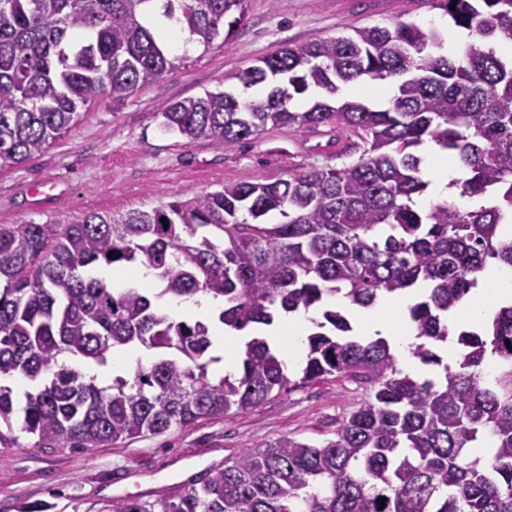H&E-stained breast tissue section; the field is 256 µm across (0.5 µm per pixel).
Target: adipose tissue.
<instances>
[{"label": "adipose tissue", "mask_w": 512, "mask_h": 512, "mask_svg": "<svg viewBox=\"0 0 512 512\" xmlns=\"http://www.w3.org/2000/svg\"><path fill=\"white\" fill-rule=\"evenodd\" d=\"M422 171L428 182L427 191L420 200L425 207L447 200L451 183L465 176V171L458 162L449 160L445 152L433 144L424 151ZM411 302L412 298L407 294L399 298L385 297L375 306L362 309L361 317L371 331L391 337L404 368L414 372L418 369L411 354V348L416 342L415 330L411 323L402 319ZM508 302H512V269L491 265L479 274L471 299L458 312L457 319L474 327L488 312ZM223 306L222 299L199 293L188 299H168L163 312L173 318L208 323L215 349L224 354V360L217 364L216 370L219 374L226 375L238 372L244 347L241 336L220 323L219 313ZM309 325V313L300 311L266 327L265 333L272 347L282 349L286 361L296 363L305 354L304 340Z\"/></svg>", "instance_id": "obj_1"}]
</instances>
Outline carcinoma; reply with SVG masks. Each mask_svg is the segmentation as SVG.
Wrapping results in <instances>:
<instances>
[{"label":"carcinoma","mask_w":512,"mask_h":512,"mask_svg":"<svg viewBox=\"0 0 512 512\" xmlns=\"http://www.w3.org/2000/svg\"><path fill=\"white\" fill-rule=\"evenodd\" d=\"M248 0H0V165L49 148L101 96L123 101L171 73L176 21L189 43L227 40ZM468 40L394 20L349 36L285 45L224 75V88L171 104L161 127L190 141L246 139L267 127L355 134L358 159L287 179L226 184L126 216L90 213L54 224L0 225V446L14 445L18 403L5 380L29 383L21 431L35 448H96L241 413L324 376L362 384L367 399L334 437L283 436L156 502L123 498L112 512H512V305L482 331L463 330L456 370L436 346L448 312L490 262L512 269V0H423ZM372 81L393 87L384 108L345 98ZM320 96L299 110L292 102ZM433 142L466 170L460 195L488 205L417 206L425 194L416 149ZM114 257H108V254ZM143 265L156 288H113L101 271ZM428 285L408 307L414 357L443 368L419 381L398 368L383 338L354 334L327 305L367 308ZM199 291L224 299L236 332L274 313L322 309L306 338L301 377L265 338L246 343L239 376H215L209 327L157 313L155 302ZM159 353L103 385L82 364L116 349ZM503 371L484 370L487 354ZM485 442L492 456L467 449Z\"/></svg>","instance_id":"carcinoma-1"}]
</instances>
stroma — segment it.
Masks as SVG:
<instances>
[{"instance_id": "1", "label": "stroma", "mask_w": 512, "mask_h": 512, "mask_svg": "<svg viewBox=\"0 0 512 512\" xmlns=\"http://www.w3.org/2000/svg\"><path fill=\"white\" fill-rule=\"evenodd\" d=\"M394 19L456 28L416 0H248L247 20L228 40L192 47L180 69L122 102L104 98L42 153L0 166V224H70L97 212L124 216L169 201L256 179L274 182L309 168L354 161V138L322 127L267 128L214 143L165 132L161 114L175 101L223 87L225 74L283 44L353 34ZM365 398L345 377H327L273 397L247 412L203 420L161 435L97 448H36L28 436L0 447V512L49 503V512H110L126 497L175 495L243 451L284 435L318 442Z\"/></svg>"}]
</instances>
